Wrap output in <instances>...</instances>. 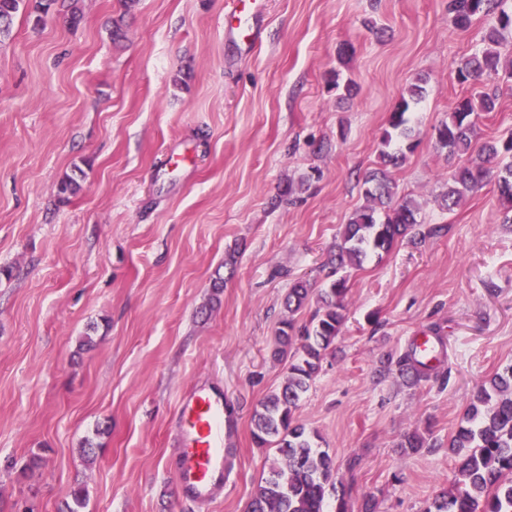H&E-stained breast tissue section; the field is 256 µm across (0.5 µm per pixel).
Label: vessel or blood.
Returning <instances> with one entry per match:
<instances>
[{
	"label": "vessel or blood",
	"mask_w": 512,
	"mask_h": 512,
	"mask_svg": "<svg viewBox=\"0 0 512 512\" xmlns=\"http://www.w3.org/2000/svg\"><path fill=\"white\" fill-rule=\"evenodd\" d=\"M245 10L246 0H236L227 18L238 22L242 39L252 44L259 38V29L243 22ZM179 412L185 425V448L177 485L184 495L205 500L220 487L219 474L224 470L223 402L215 392L197 390L181 401Z\"/></svg>",
	"instance_id": "vessel-or-blood-1"
}]
</instances>
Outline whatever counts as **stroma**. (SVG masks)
I'll return each mask as SVG.
<instances>
[{
    "mask_svg": "<svg viewBox=\"0 0 512 512\" xmlns=\"http://www.w3.org/2000/svg\"><path fill=\"white\" fill-rule=\"evenodd\" d=\"M225 2L79 0L78 27L63 6L39 25L22 11L0 38V512H65L76 485L83 512H249L274 456L251 416L288 364L282 300L293 279L326 283L357 178L419 78L413 148L389 175L441 232L349 269L347 321L295 415L352 512L371 496L424 512L453 484L448 443L475 387L512 364V223L491 182L454 211L440 201L472 157L435 128L476 91L455 70L486 22L456 28L448 0H259L250 47L225 32ZM498 87L474 145L512 133V77ZM419 336L440 339L436 378L380 375ZM193 384L235 415L224 485L197 501L173 475ZM414 430L427 448L401 451Z\"/></svg>",
    "mask_w": 512,
    "mask_h": 512,
    "instance_id": "1",
    "label": "stroma"
}]
</instances>
